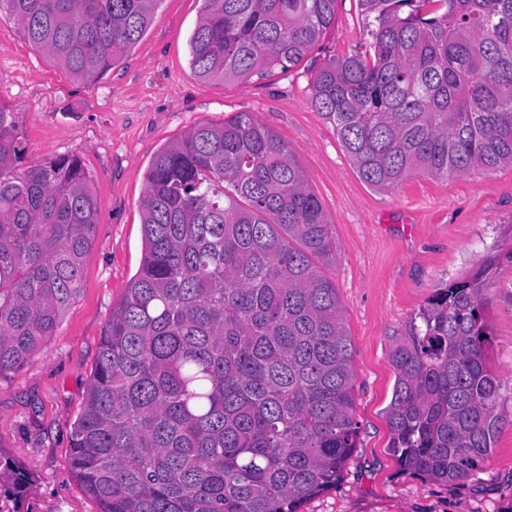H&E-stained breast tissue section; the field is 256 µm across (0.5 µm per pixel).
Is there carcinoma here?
Instances as JSON below:
<instances>
[{"label": "carcinoma", "mask_w": 512, "mask_h": 512, "mask_svg": "<svg viewBox=\"0 0 512 512\" xmlns=\"http://www.w3.org/2000/svg\"><path fill=\"white\" fill-rule=\"evenodd\" d=\"M158 0H0L30 46L88 80L140 41ZM337 0H203V81L301 63ZM372 54L328 59L311 103L359 177L392 189L512 165V0H358ZM0 105V378L81 293L99 208L79 155L24 164ZM144 255L101 338L71 469L101 512H299L358 447L353 346L334 238L294 153L252 113L161 148L142 200ZM495 259L441 289L391 351L389 451L463 480L495 447L499 381L482 292Z\"/></svg>", "instance_id": "carcinoma-1"}]
</instances>
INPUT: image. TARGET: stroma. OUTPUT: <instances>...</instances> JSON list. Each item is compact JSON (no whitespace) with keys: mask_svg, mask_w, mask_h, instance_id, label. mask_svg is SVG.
Returning <instances> with one entry per match:
<instances>
[{"mask_svg":"<svg viewBox=\"0 0 512 512\" xmlns=\"http://www.w3.org/2000/svg\"><path fill=\"white\" fill-rule=\"evenodd\" d=\"M203 0H159L139 43L90 81L32 49L0 16V104L24 112L28 164L80 155L99 206L81 294L54 336L0 379V452L28 479L26 512H100L70 466L81 413L113 307L143 257L141 203L156 152L201 121L247 111L293 151L336 238L328 267L354 350L358 448L336 486L301 512H512V166L490 174L407 177L391 191L365 184L333 127L311 106L313 73L364 50L357 0H338L336 26L294 69L247 81H201L188 40ZM495 255L484 296L487 363L500 381L495 447L467 479L403 473L388 451L390 354L439 288Z\"/></svg>","mask_w":512,"mask_h":512,"instance_id":"obj_1","label":"stroma"}]
</instances>
